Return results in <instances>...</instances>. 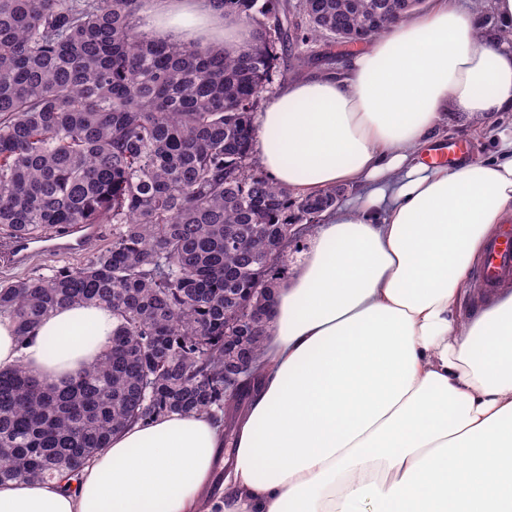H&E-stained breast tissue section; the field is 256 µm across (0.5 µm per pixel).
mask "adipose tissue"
Masks as SVG:
<instances>
[{"mask_svg": "<svg viewBox=\"0 0 512 512\" xmlns=\"http://www.w3.org/2000/svg\"><path fill=\"white\" fill-rule=\"evenodd\" d=\"M157 36L206 28L209 0H156ZM427 0L338 73L288 83L255 119L267 177L336 187L275 290L260 384L234 432L170 413L112 435L79 472L0 482V512H512V280L464 313L469 274L512 223V133L486 161L426 165L447 114L512 112V0ZM102 305L0 318V371L74 378L112 337Z\"/></svg>", "mask_w": 512, "mask_h": 512, "instance_id": "1", "label": "adipose tissue"}]
</instances>
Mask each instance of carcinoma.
<instances>
[{
  "instance_id": "cac0c4a2",
  "label": "carcinoma",
  "mask_w": 512,
  "mask_h": 512,
  "mask_svg": "<svg viewBox=\"0 0 512 512\" xmlns=\"http://www.w3.org/2000/svg\"><path fill=\"white\" fill-rule=\"evenodd\" d=\"M251 36L238 52L159 38L142 0H0V236L110 224L112 245L50 276L0 281V314L32 336L48 313L103 304L112 340L63 386L0 371V481L79 471L111 436L170 412L233 432L255 369L224 395V325L259 356L288 225L311 230L341 188L297 198L254 157L277 44L367 43L406 0H209ZM241 246L229 247V232Z\"/></svg>"
}]
</instances>
